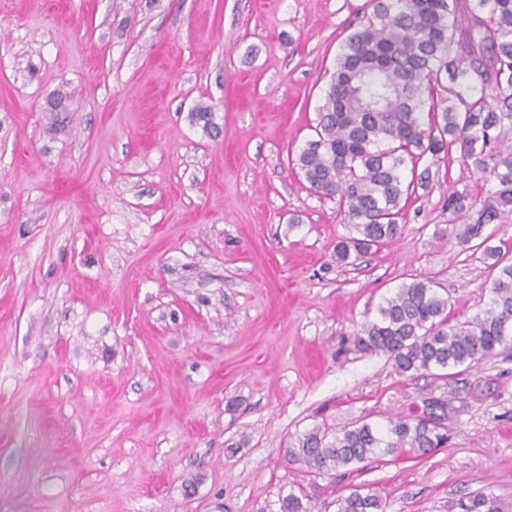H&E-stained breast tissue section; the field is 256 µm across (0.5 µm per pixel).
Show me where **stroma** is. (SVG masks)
I'll use <instances>...</instances> for the list:
<instances>
[{"label": "stroma", "mask_w": 512, "mask_h": 512, "mask_svg": "<svg viewBox=\"0 0 512 512\" xmlns=\"http://www.w3.org/2000/svg\"><path fill=\"white\" fill-rule=\"evenodd\" d=\"M366 0H0V512H384L512 502V345L453 378L399 374L355 334L408 275L462 321L487 305L424 157L403 233L337 264L350 230L293 159ZM70 109L44 111L56 92ZM199 104L214 126L190 119ZM428 394L447 447L318 474L290 437L385 426ZM338 512H383V502L375 494H363L353 489L350 494L339 500ZM458 512H511L512 504L504 503L491 494L477 493L458 500Z\"/></svg>", "instance_id": "1"}]
</instances>
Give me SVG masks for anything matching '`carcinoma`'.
I'll return each instance as SVG.
<instances>
[{"mask_svg":"<svg viewBox=\"0 0 512 512\" xmlns=\"http://www.w3.org/2000/svg\"><path fill=\"white\" fill-rule=\"evenodd\" d=\"M371 12L347 27L318 108L315 137L296 165L316 193L338 199L352 235L336 261L354 265L372 247L395 240L401 201L426 188L429 170L404 182L416 163L457 147L473 173L492 184L484 198L448 194V210L465 215L457 238L482 250L492 271L489 307L450 322V301L430 277L410 278L357 331L358 344L384 353L406 376L453 378L512 342V248L489 245V224L512 215V0H369ZM420 414L384 429L356 422L314 428L286 449L312 472L337 471L382 456L430 455L448 435V400L425 396ZM458 512H512V504L477 493ZM338 512H383L375 494L354 489Z\"/></svg>","mask_w":512,"mask_h":512,"instance_id":"1","label":"carcinoma"}]
</instances>
